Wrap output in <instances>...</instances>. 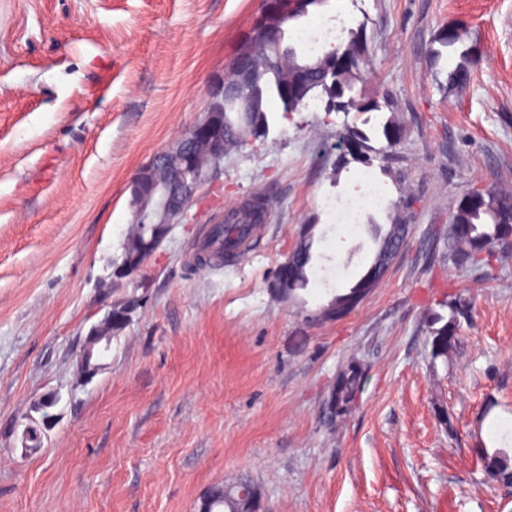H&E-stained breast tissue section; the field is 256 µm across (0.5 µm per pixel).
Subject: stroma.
Returning <instances> with one entry per match:
<instances>
[{"mask_svg": "<svg viewBox=\"0 0 512 512\" xmlns=\"http://www.w3.org/2000/svg\"><path fill=\"white\" fill-rule=\"evenodd\" d=\"M261 3L0 0V512H195L210 486L243 477L260 512H512V485L484 470L512 452V256L481 277L448 260L455 203L512 188V0H325L292 22L365 26L379 110L270 103L268 135L225 155L148 261L146 299L105 369L76 381L132 222L129 183L197 121ZM451 25L476 42L461 94L439 88L427 57ZM348 127L393 160L341 165ZM364 175L386 205L332 223L325 198ZM253 197L266 220L249 247L191 269L210 228ZM395 222L411 232L383 283L312 322L371 264L370 224ZM308 223L310 283L301 302L276 300L269 285ZM458 293L469 312L439 355L429 319ZM352 360L358 405L326 424ZM50 391L46 429L35 405Z\"/></svg>", "mask_w": 512, "mask_h": 512, "instance_id": "1", "label": "stroma"}]
</instances>
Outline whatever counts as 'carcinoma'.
Here are the masks:
<instances>
[{
  "instance_id": "obj_1",
  "label": "carcinoma",
  "mask_w": 512,
  "mask_h": 512,
  "mask_svg": "<svg viewBox=\"0 0 512 512\" xmlns=\"http://www.w3.org/2000/svg\"><path fill=\"white\" fill-rule=\"evenodd\" d=\"M325 0H304V4L294 9L289 6V0H265L266 9L278 14V22L283 26L282 32H287L285 26L290 21L308 16L314 6L323 4ZM365 27L344 30L346 36L338 39L331 51L336 56L348 60V68L334 76L324 75V56L310 58L301 56L296 46L281 37L272 46L258 42L244 46L236 61H245L258 73V78L249 86L248 96L255 102V112L247 125L237 122L233 107L224 106V111L213 115L214 124L224 130V136L241 135L245 138H261L269 131L268 104L275 100L281 107V112H298L307 106L310 98H328L336 105V110L347 111L356 108L360 112L380 110L378 101L354 93L357 83L366 79L363 69V59L367 50ZM438 47L430 49L431 61L436 63L442 57V49L461 45L460 62L447 73V84L457 90L463 89L469 82V64L472 61L474 45L466 44L459 32H454L453 41H448L447 33H442L435 39ZM341 140H352L361 149L354 159L362 163H370L372 155L378 151L370 145V137L358 128H346L339 136ZM487 192L491 197L493 209L485 210L476 207L466 208L456 204L452 220L448 224V239L452 248L448 251V260L457 268L467 271H479L488 268L487 256L491 254L506 255L512 251V223L504 224L501 218L512 219V190L497 186H489ZM263 213L259 203L245 207L243 216L233 213L225 218V223L217 225L212 235L224 234L227 247L224 252L213 255L206 253L198 257L199 263H220L232 255L234 248L243 242L240 225L255 223L254 215ZM162 224H132L128 229L122 244L120 261L114 263L113 269H118L129 263L147 259L157 243ZM409 235V226L391 224L376 239L383 240L392 237L395 247H401ZM314 241L313 229L306 231L304 244L296 246L288 255L287 260L292 264L294 276L283 284L288 298L298 296L309 283L308 269L312 260ZM121 277H115L113 302L119 307L129 303L136 307L142 306L144 296L137 294V289L120 287ZM467 302L462 298L448 299V323L432 330L435 335V348L444 354L452 348L455 342L457 317L465 313ZM363 386V371L356 362H349L337 375L333 384L330 398L334 405L325 411L326 421L330 424L350 413L358 399ZM486 470L494 478L501 480L512 476V456L502 450L494 452L486 458ZM234 490L224 487L215 488L213 496L204 506L202 512H234Z\"/></svg>"
}]
</instances>
